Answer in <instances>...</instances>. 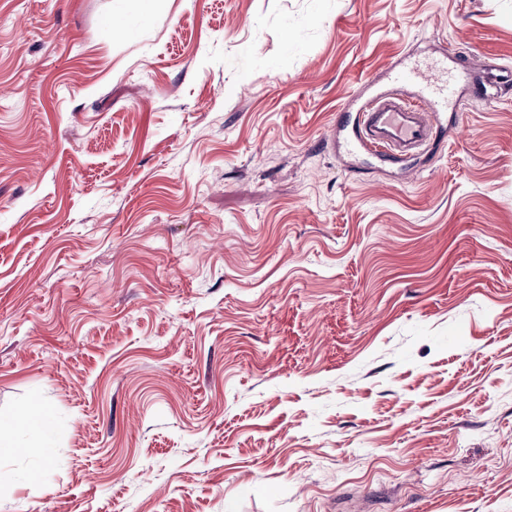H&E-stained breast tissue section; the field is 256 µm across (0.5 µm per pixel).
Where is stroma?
I'll list each match as a JSON object with an SVG mask.
<instances>
[{"instance_id": "stroma-1", "label": "stroma", "mask_w": 512, "mask_h": 512, "mask_svg": "<svg viewBox=\"0 0 512 512\" xmlns=\"http://www.w3.org/2000/svg\"><path fill=\"white\" fill-rule=\"evenodd\" d=\"M451 43L498 100L401 168L322 147ZM37 403L0 512H512V0H0V417Z\"/></svg>"}]
</instances>
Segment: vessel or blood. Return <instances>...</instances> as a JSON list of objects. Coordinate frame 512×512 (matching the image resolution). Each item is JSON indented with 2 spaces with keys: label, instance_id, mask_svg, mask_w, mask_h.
<instances>
[{
  "label": "vessel or blood",
  "instance_id": "obj_1",
  "mask_svg": "<svg viewBox=\"0 0 512 512\" xmlns=\"http://www.w3.org/2000/svg\"><path fill=\"white\" fill-rule=\"evenodd\" d=\"M476 61L451 52L431 64L413 62L391 70L386 87L376 89L353 121L332 126L323 143L345 146L353 155L372 154L401 166L437 140L456 107L459 90Z\"/></svg>",
  "mask_w": 512,
  "mask_h": 512
}]
</instances>
